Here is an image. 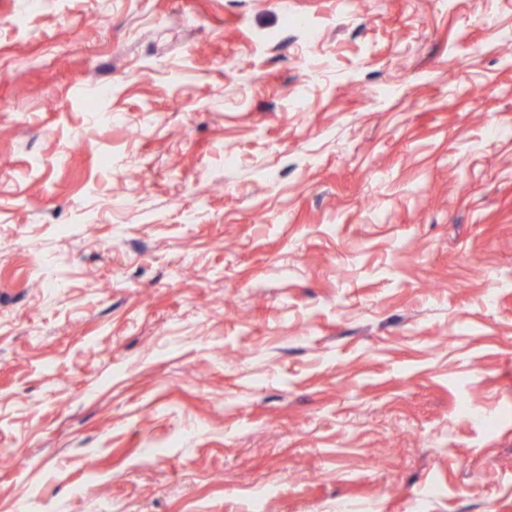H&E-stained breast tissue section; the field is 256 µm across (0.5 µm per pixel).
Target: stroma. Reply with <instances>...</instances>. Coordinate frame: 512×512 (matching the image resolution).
I'll return each mask as SVG.
<instances>
[{"label":"stroma","mask_w":512,"mask_h":512,"mask_svg":"<svg viewBox=\"0 0 512 512\" xmlns=\"http://www.w3.org/2000/svg\"><path fill=\"white\" fill-rule=\"evenodd\" d=\"M1 453L0 512H512V0H0Z\"/></svg>","instance_id":"35a3bbf8"}]
</instances>
